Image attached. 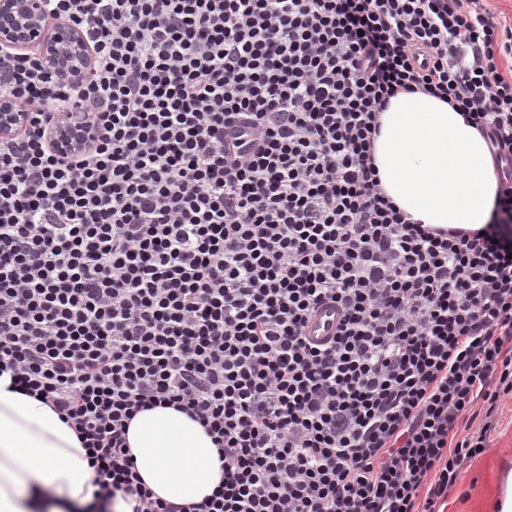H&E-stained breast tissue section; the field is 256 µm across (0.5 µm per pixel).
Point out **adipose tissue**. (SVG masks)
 <instances>
[{"label": "adipose tissue", "instance_id": "ef3b65f1", "mask_svg": "<svg viewBox=\"0 0 512 512\" xmlns=\"http://www.w3.org/2000/svg\"><path fill=\"white\" fill-rule=\"evenodd\" d=\"M374 145L381 187L401 211L425 224L475 230L498 190L484 136L448 103L401 93L379 114ZM0 375V512H68L92 498L93 471L77 435L36 398ZM135 469L156 497L188 504L212 495L224 472L206 430L158 406L139 412L127 435Z\"/></svg>", "mask_w": 512, "mask_h": 512}]
</instances>
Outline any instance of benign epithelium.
<instances>
[{
	"label": "benign epithelium",
	"mask_w": 512,
	"mask_h": 512,
	"mask_svg": "<svg viewBox=\"0 0 512 512\" xmlns=\"http://www.w3.org/2000/svg\"><path fill=\"white\" fill-rule=\"evenodd\" d=\"M34 50L44 65L58 75L80 79L91 67L92 49L81 30L50 24L42 0H0V46ZM27 113L11 97L0 96V139L20 134ZM96 118L87 112H59L48 129L52 149L61 154L77 152L97 137Z\"/></svg>",
	"instance_id": "obj_1"
}]
</instances>
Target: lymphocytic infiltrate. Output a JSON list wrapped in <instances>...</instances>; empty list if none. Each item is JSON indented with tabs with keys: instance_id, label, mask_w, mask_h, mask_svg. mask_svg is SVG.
I'll list each match as a JSON object with an SVG mask.
<instances>
[{
	"instance_id": "1",
	"label": "lymphocytic infiltrate",
	"mask_w": 512,
	"mask_h": 512,
	"mask_svg": "<svg viewBox=\"0 0 512 512\" xmlns=\"http://www.w3.org/2000/svg\"><path fill=\"white\" fill-rule=\"evenodd\" d=\"M95 56L80 82L0 49L30 114L0 140V374L76 432L82 512H438L512 396V26L487 0H49ZM486 137L481 230L411 221L373 163L398 93ZM88 150H52L60 110ZM336 305L335 336L306 335ZM486 424L462 425L476 403ZM204 427L224 481L155 498L130 421ZM97 134V120L88 112H58L47 136L52 149L65 155L83 149Z\"/></svg>"
}]
</instances>
